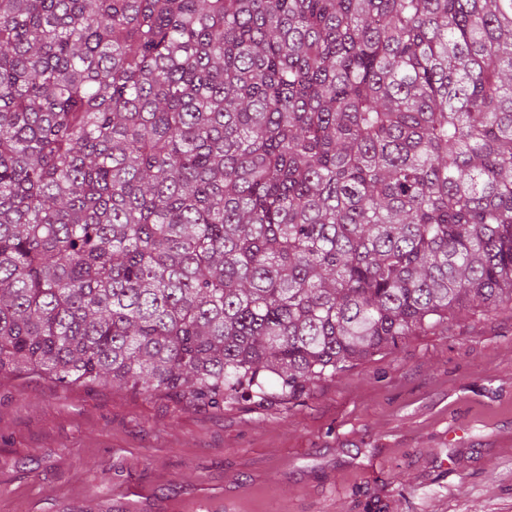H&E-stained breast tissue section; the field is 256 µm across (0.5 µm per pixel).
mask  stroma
<instances>
[{
  "instance_id": "35a3bbf8",
  "label": "stroma",
  "mask_w": 512,
  "mask_h": 512,
  "mask_svg": "<svg viewBox=\"0 0 512 512\" xmlns=\"http://www.w3.org/2000/svg\"><path fill=\"white\" fill-rule=\"evenodd\" d=\"M0 512H512V312L464 307L288 404L0 377Z\"/></svg>"
}]
</instances>
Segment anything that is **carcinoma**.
Instances as JSON below:
<instances>
[{
	"label": "carcinoma",
	"instance_id": "cac0c4a2",
	"mask_svg": "<svg viewBox=\"0 0 512 512\" xmlns=\"http://www.w3.org/2000/svg\"><path fill=\"white\" fill-rule=\"evenodd\" d=\"M512 312V0H0V373L289 403Z\"/></svg>",
	"mask_w": 512,
	"mask_h": 512
}]
</instances>
